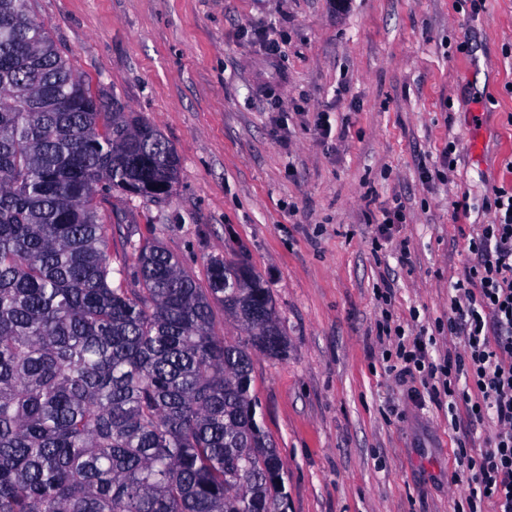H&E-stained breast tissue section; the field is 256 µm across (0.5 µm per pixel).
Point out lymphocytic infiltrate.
<instances>
[{
	"label": "lymphocytic infiltrate",
	"instance_id": "f902f5d3",
	"mask_svg": "<svg viewBox=\"0 0 512 512\" xmlns=\"http://www.w3.org/2000/svg\"><path fill=\"white\" fill-rule=\"evenodd\" d=\"M491 223L469 241L472 259L450 299L448 333L461 349L433 362L423 337L398 340L395 357L441 384L457 430L451 484L467 486L466 512H512V188H497ZM493 421L479 453L466 442Z\"/></svg>",
	"mask_w": 512,
	"mask_h": 512
}]
</instances>
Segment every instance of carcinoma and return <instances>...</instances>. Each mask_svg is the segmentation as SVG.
<instances>
[{"instance_id": "cac0c4a2", "label": "carcinoma", "mask_w": 512, "mask_h": 512, "mask_svg": "<svg viewBox=\"0 0 512 512\" xmlns=\"http://www.w3.org/2000/svg\"><path fill=\"white\" fill-rule=\"evenodd\" d=\"M179 165L74 74L31 0H0V512H285L251 394L252 352L288 351L269 289L219 256L201 288L129 240L130 288L93 205L163 199ZM216 304L247 343L216 334Z\"/></svg>"}]
</instances>
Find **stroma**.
Listing matches in <instances>:
<instances>
[{
	"mask_svg": "<svg viewBox=\"0 0 512 512\" xmlns=\"http://www.w3.org/2000/svg\"><path fill=\"white\" fill-rule=\"evenodd\" d=\"M32 11L92 91L153 123L180 158L164 200L100 203L111 255L129 239L160 244L203 288L219 254L269 289L288 352L254 353L251 393L284 462L286 512H453L466 487L448 483V404L390 371L378 325L391 313L436 361L459 344L448 295L493 219L487 198L512 186V0L476 17L458 0ZM397 204L405 220L383 238Z\"/></svg>",
	"mask_w": 512,
	"mask_h": 512,
	"instance_id": "1",
	"label": "stroma"
}]
</instances>
